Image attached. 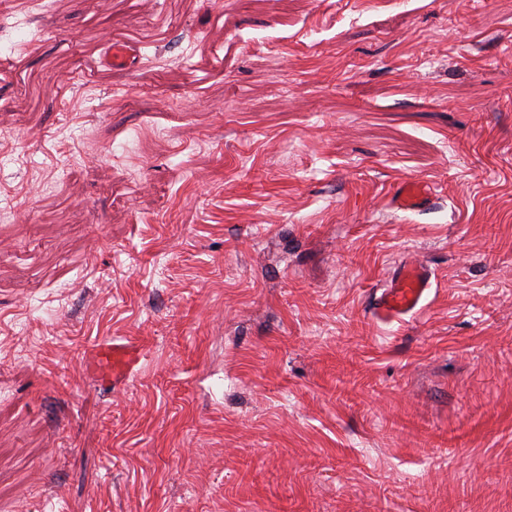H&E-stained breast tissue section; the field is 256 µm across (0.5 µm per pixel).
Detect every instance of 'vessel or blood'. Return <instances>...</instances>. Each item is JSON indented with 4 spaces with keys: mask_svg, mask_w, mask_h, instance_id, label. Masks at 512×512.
I'll list each match as a JSON object with an SVG mask.
<instances>
[{
    "mask_svg": "<svg viewBox=\"0 0 512 512\" xmlns=\"http://www.w3.org/2000/svg\"><path fill=\"white\" fill-rule=\"evenodd\" d=\"M139 60L138 51L128 43H113L108 48L107 61L116 66L132 67ZM434 196L431 182L419 178L397 181L389 198L392 207L402 211H420L429 207ZM431 276L426 268L417 264L402 266L375 298L374 315L383 321L401 319L421 310L431 287Z\"/></svg>",
    "mask_w": 512,
    "mask_h": 512,
    "instance_id": "obj_1",
    "label": "vessel or blood"
}]
</instances>
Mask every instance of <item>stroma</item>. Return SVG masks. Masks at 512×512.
I'll return each mask as SVG.
<instances>
[{"instance_id":"1","label":"stroma","mask_w":512,"mask_h":512,"mask_svg":"<svg viewBox=\"0 0 512 512\" xmlns=\"http://www.w3.org/2000/svg\"><path fill=\"white\" fill-rule=\"evenodd\" d=\"M0 512H512V0H0ZM138 50L130 44L109 42L108 58L109 65L134 67L138 64ZM433 196L434 186L428 180L405 178L394 184L389 203L401 211L414 212L429 207ZM430 279L429 271L421 265L400 267L380 295H376L375 317L388 322L420 311L431 288Z\"/></svg>"}]
</instances>
